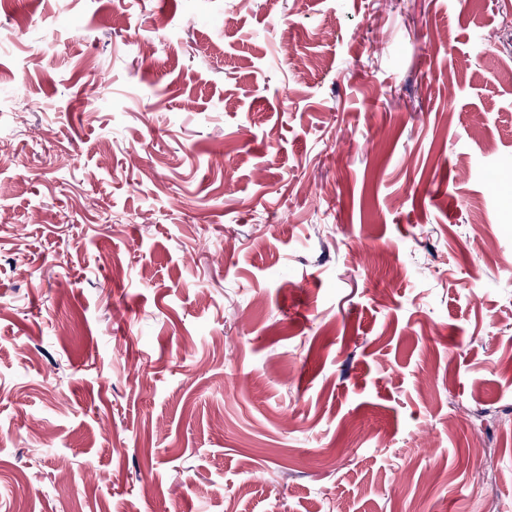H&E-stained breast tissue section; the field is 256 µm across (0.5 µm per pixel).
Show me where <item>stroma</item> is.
Instances as JSON below:
<instances>
[{"mask_svg": "<svg viewBox=\"0 0 512 512\" xmlns=\"http://www.w3.org/2000/svg\"><path fill=\"white\" fill-rule=\"evenodd\" d=\"M0 512H512V0H16Z\"/></svg>", "mask_w": 512, "mask_h": 512, "instance_id": "1", "label": "stroma"}]
</instances>
